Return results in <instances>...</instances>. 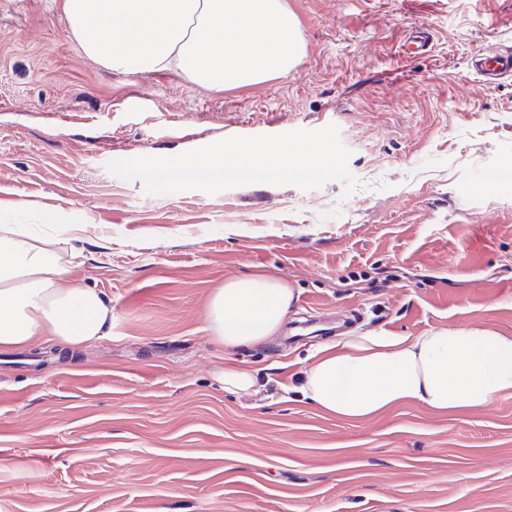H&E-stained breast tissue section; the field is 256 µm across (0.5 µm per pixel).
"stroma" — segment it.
I'll return each mask as SVG.
<instances>
[{"instance_id":"1","label":"stroma","mask_w":512,"mask_h":512,"mask_svg":"<svg viewBox=\"0 0 512 512\" xmlns=\"http://www.w3.org/2000/svg\"><path fill=\"white\" fill-rule=\"evenodd\" d=\"M287 73L209 88L89 59L61 0H0V225L49 239L112 305L107 336L0 349V512H512V392L349 421L302 399L354 334L512 336V0H285ZM428 48L407 54L413 31ZM336 125L360 185L145 194L107 165ZM76 222L80 231H68ZM293 288L280 331L227 352L225 280ZM253 373L225 390L224 369ZM474 66L481 71L489 84L500 78L512 76V55L489 50L474 60Z\"/></svg>"}]
</instances>
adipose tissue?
I'll return each instance as SVG.
<instances>
[{"instance_id":"adipose-tissue-1","label":"adipose tissue","mask_w":512,"mask_h":512,"mask_svg":"<svg viewBox=\"0 0 512 512\" xmlns=\"http://www.w3.org/2000/svg\"><path fill=\"white\" fill-rule=\"evenodd\" d=\"M69 274L41 241L0 226V347L46 340L74 349L109 333L111 304L93 289L67 285ZM293 301V288L265 276L226 280L207 308L211 339L228 351L264 343ZM300 390L317 408L350 420L403 403L439 413L484 406L512 392V336L478 328L367 333L321 349Z\"/></svg>"}]
</instances>
